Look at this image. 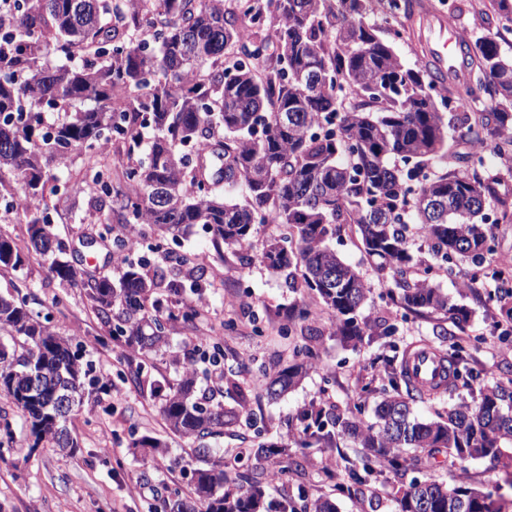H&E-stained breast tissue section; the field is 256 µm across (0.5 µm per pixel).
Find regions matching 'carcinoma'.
Here are the masks:
<instances>
[{"label":"carcinoma","mask_w":512,"mask_h":512,"mask_svg":"<svg viewBox=\"0 0 512 512\" xmlns=\"http://www.w3.org/2000/svg\"><path fill=\"white\" fill-rule=\"evenodd\" d=\"M373 0H12L0 22V200L22 212L35 251H63L51 226L67 202L50 163L94 153L118 142L120 176L87 164L83 182L110 201L119 224L163 234L199 225L215 251H247L255 225L281 224L288 236L267 241L260 255L284 275L288 288L315 295L328 315L324 327L345 343L392 336L393 324L362 315L369 288L330 242L344 224L358 226L381 283L397 288L402 309L464 321L410 251L409 226H418L439 265L482 263L491 252V224L512 223V52L498 34L469 38L465 111L440 93L429 63L407 66L371 18ZM394 22L409 18L410 0H387ZM498 28L512 32V0H492ZM53 52L66 59L50 65ZM490 147L499 168L484 158L459 157L464 169L430 171L448 157V128ZM156 135L142 149L141 131ZM245 194V203L232 198ZM443 206L440 216L429 209ZM14 241L0 234V268L19 270ZM51 272L84 290L112 339L148 351L169 326L192 324L196 305L176 317L158 310L183 284L161 269L132 263L118 282L54 260ZM176 361L179 379L161 406L170 429L195 441L224 434L239 413L224 409V389L247 395L224 378L215 389L197 386V362ZM319 358L306 342L293 362L266 384L277 398L293 390ZM89 377L72 341L53 332L23 299L0 297V394L21 412L34 444L76 448L70 425L82 410ZM376 422L365 424L356 405L347 414L313 401L296 417L300 447H333L336 431L361 448L356 484L384 469H404V452L442 450L459 461H507L512 455L511 391L486 387L480 401L431 420L414 415L426 400L405 371L392 369L381 385ZM276 468L225 469L224 458L192 472L205 512H269L265 485ZM396 512H501L493 493L460 478L448 485L413 478L395 497ZM290 512H338L325 495L288 501Z\"/></svg>","instance_id":"cac0c4a2"}]
</instances>
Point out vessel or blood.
I'll return each mask as SVG.
<instances>
[{"instance_id": "1", "label": "vessel or blood", "mask_w": 512, "mask_h": 512, "mask_svg": "<svg viewBox=\"0 0 512 512\" xmlns=\"http://www.w3.org/2000/svg\"><path fill=\"white\" fill-rule=\"evenodd\" d=\"M413 19L418 53L432 61L439 76H453L454 88H461L466 73L459 69L458 63L466 37L454 19L437 9L431 0H415ZM404 367L411 381L423 388H440L450 381L441 355L427 348L410 351Z\"/></svg>"}]
</instances>
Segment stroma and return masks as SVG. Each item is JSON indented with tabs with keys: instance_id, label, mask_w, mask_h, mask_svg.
I'll list each match as a JSON object with an SVG mask.
<instances>
[{
	"instance_id": "obj_1",
	"label": "stroma",
	"mask_w": 512,
	"mask_h": 512,
	"mask_svg": "<svg viewBox=\"0 0 512 512\" xmlns=\"http://www.w3.org/2000/svg\"><path fill=\"white\" fill-rule=\"evenodd\" d=\"M85 164V157L74 158L59 173L69 190V206L56 215L54 230L65 245L66 260L87 273L114 279L117 226L108 206L83 190ZM0 231L12 237L25 259L21 270L0 272V294L25 299L33 314L70 337L93 374L105 371L114 376L112 386L92 392L73 419L78 446L71 453L34 447L20 412L0 398V423L9 422L12 428L9 449L0 457V512H165L172 492L194 500L191 472L200 462L192 443L168 429L160 406L169 382L177 377L172 356L211 336L224 340V365L237 371L250 399L252 421L225 429L223 436L205 438L202 444L216 457L225 449L255 448L263 441L286 445L288 452L279 462L288 473L268 485L265 500L271 504L284 495L297 497L302 490L312 496L334 492L335 476L344 473L347 462L358 459L352 438L339 439L332 448L302 449L289 436V426L297 412L316 399L340 412L361 405L364 419L372 420L377 396L364 387L383 377L385 358H403L416 344L449 352L456 338L468 336L462 379L447 394L417 404V413L425 418L458 403H473L484 387L512 379V321L502 317L499 302L490 301L496 283L487 277L497 258L512 257V223L494 225L491 259L470 269L478 277L473 287H462L445 270L432 273L434 283L453 302L468 308L470 316L461 328L440 315L405 314L391 290L381 286L357 228L345 229L332 246L361 273L370 290L365 314L394 323L397 331L354 347L336 336H320L318 366L277 400L266 395L265 376L287 363L295 344L294 338L281 336L280 328L293 307L311 303L312 298L289 290L283 275L257 258L246 265L231 251H215L198 226L174 239L146 234L145 256L168 278L180 279L179 257L202 263L205 275L199 296L208 314L192 327L175 322L158 350L140 356L110 338L81 289L61 283L50 272L48 258L32 249L20 212L0 207ZM136 367L142 370L139 381L118 379V372ZM258 426L263 427V436H255ZM301 455L307 458L304 470H290L292 459ZM423 475L449 484L466 479L474 488L492 491L502 512H512V468L487 459L458 466L446 454L420 452L409 454L405 471H386L370 484L351 486L338 496L339 510L395 512L396 491Z\"/></svg>"
}]
</instances>
